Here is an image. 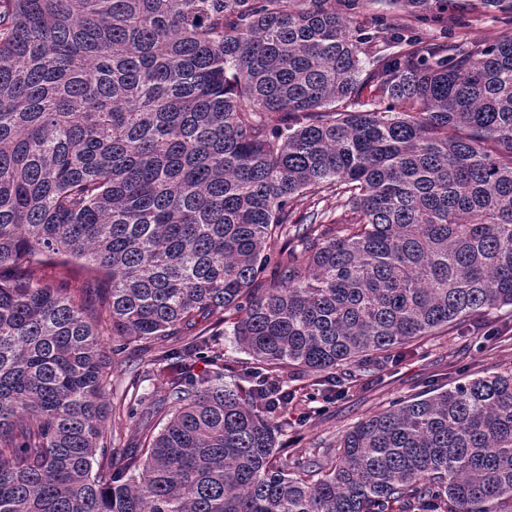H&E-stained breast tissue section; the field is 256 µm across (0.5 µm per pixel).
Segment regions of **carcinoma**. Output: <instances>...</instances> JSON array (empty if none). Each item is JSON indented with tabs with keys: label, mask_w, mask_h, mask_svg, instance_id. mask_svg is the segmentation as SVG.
I'll return each instance as SVG.
<instances>
[{
	"label": "carcinoma",
	"mask_w": 512,
	"mask_h": 512,
	"mask_svg": "<svg viewBox=\"0 0 512 512\" xmlns=\"http://www.w3.org/2000/svg\"><path fill=\"white\" fill-rule=\"evenodd\" d=\"M363 2L0 0V512H512L511 369L284 457L288 395L212 341L343 386L512 308V35ZM56 256L92 287L43 280ZM137 342L173 347L130 450L107 395ZM230 330L228 328L224 336H219L216 343L219 344L221 350H224V359L234 361L232 365L236 370L245 369L247 366L245 362L250 361V357L239 349L234 336L230 334Z\"/></svg>",
	"instance_id": "1"
}]
</instances>
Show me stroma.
<instances>
[{
    "mask_svg": "<svg viewBox=\"0 0 512 512\" xmlns=\"http://www.w3.org/2000/svg\"><path fill=\"white\" fill-rule=\"evenodd\" d=\"M512 367V343L502 345L486 337L448 334L407 348L383 371L362 376L357 382L337 386L330 379L313 384L301 378L291 382L297 401L288 408V424L277 437L284 454L335 447L336 438L359 419L383 409L396 399L410 397L433 384L470 374H490ZM163 373L154 352L132 346L117 356L112 371L110 405L120 413L116 446L138 448L147 422L145 406L129 414L136 394H161Z\"/></svg>",
    "mask_w": 512,
    "mask_h": 512,
    "instance_id": "35a3bbf8",
    "label": "stroma"
}]
</instances>
